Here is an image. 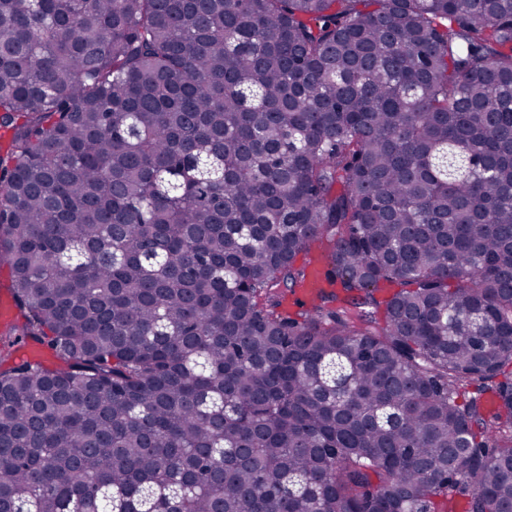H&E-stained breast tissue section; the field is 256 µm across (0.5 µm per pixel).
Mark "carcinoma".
<instances>
[{"label":"carcinoma","mask_w":512,"mask_h":512,"mask_svg":"<svg viewBox=\"0 0 512 512\" xmlns=\"http://www.w3.org/2000/svg\"><path fill=\"white\" fill-rule=\"evenodd\" d=\"M0 131V512H512V0H0Z\"/></svg>","instance_id":"obj_1"}]
</instances>
